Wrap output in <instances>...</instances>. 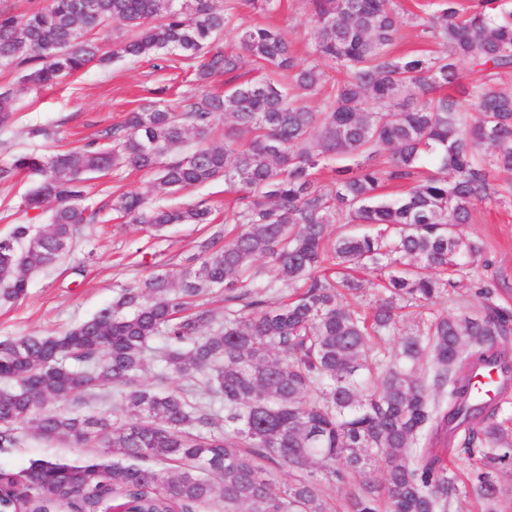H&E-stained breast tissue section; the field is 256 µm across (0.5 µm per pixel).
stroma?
<instances>
[{
    "label": "stroma",
    "mask_w": 512,
    "mask_h": 512,
    "mask_svg": "<svg viewBox=\"0 0 512 512\" xmlns=\"http://www.w3.org/2000/svg\"><path fill=\"white\" fill-rule=\"evenodd\" d=\"M232 5L236 25L224 32L221 46L225 51H238L242 28L267 25L285 35L298 64L314 61L316 33L304 20L303 0H275L264 13L255 11L249 0H232ZM127 36V28L117 22L95 31L93 41L102 51L113 53L112 62L90 64L82 73L41 90L23 86L17 70L0 66V88L14 92L12 122L0 128V143L10 144L11 150L0 151V163L8 162L11 153L42 152L50 146L28 138L29 128L55 127L57 136L52 146L63 151L123 123L148 90L165 88L164 99L170 105L190 90L191 70L176 54L167 55L160 69L147 58L115 56L118 43ZM31 187V178L25 176L0 184V236L16 224L48 223L51 209L31 210L23 203ZM84 190L87 205L98 211L95 220L85 225L83 240L75 243L64 260L33 277L25 298L0 303V340L62 332L111 303L122 288L153 273L178 269L197 253L199 243L213 227L223 226L225 215L236 206L234 195L225 192L219 179L163 200L170 207L206 201L214 211V225L173 224L151 233L141 225L114 218L110 210L113 192L149 195L150 186L141 174L123 169L85 182ZM458 232L483 247V256L472 270L475 281L495 289L499 303L512 307V205H478L471 223L461 225ZM95 453L92 447L50 444L27 435L15 447L0 448V467L21 469L44 458L82 461Z\"/></svg>",
    "instance_id": "35a3bbf8"
}]
</instances>
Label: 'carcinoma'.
Segmentation results:
<instances>
[{
	"label": "carcinoma",
	"mask_w": 512,
	"mask_h": 512,
	"mask_svg": "<svg viewBox=\"0 0 512 512\" xmlns=\"http://www.w3.org/2000/svg\"><path fill=\"white\" fill-rule=\"evenodd\" d=\"M223 0H49L23 15L0 8V65L33 87L113 57L178 52L194 82L240 68L241 55L292 74L306 93L325 90L317 111L273 80L222 95L191 93L178 109L147 99L94 142L63 152L20 153L0 164V183L34 177L25 205L53 201L46 225L15 224L0 238V301L28 292L96 213L83 183L123 168L148 177L160 196L217 179L241 188L229 220L177 270L123 288L112 303L63 333L0 342V448L26 430L45 442L101 447L78 463L36 459L0 467V512H448L461 493L448 458L477 456L467 486L495 512L497 472L512 468V427L498 406L470 393L466 369L486 358L504 370L512 309L471 278L482 252L456 228L483 203L512 205V91L491 83L512 72V3L425 0L411 15L441 53L392 51L404 17L396 0H306L317 59L298 67L288 40L269 27L240 33L242 54L217 46L233 12ZM112 21L131 36L99 54L88 35ZM467 63L479 78L442 93ZM0 91V127L13 118ZM224 138L213 129L219 117ZM396 185L393 201L380 191ZM112 211L147 229L211 224L205 203L152 206L137 192ZM381 227L376 235L344 231ZM336 230H331V226ZM268 260L288 296L273 305L250 279ZM389 267L385 297L362 310L360 271ZM224 290V326L189 299ZM474 290L473 312L433 316L395 335L401 310ZM397 340L388 349L375 340ZM157 363L155 387L140 383ZM112 390L127 421L86 415L81 397ZM385 464L384 480L367 477ZM317 465L320 475L311 471ZM290 480L275 488L276 475ZM360 476L347 495L336 485Z\"/></svg>",
	"instance_id": "cac0c4a2"
}]
</instances>
